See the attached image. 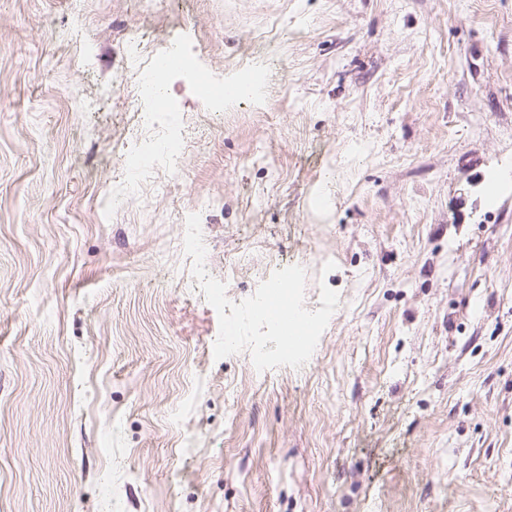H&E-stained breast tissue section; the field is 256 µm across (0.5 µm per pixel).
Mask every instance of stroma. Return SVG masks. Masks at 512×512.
Returning <instances> with one entry per match:
<instances>
[{
  "label": "stroma",
  "mask_w": 512,
  "mask_h": 512,
  "mask_svg": "<svg viewBox=\"0 0 512 512\" xmlns=\"http://www.w3.org/2000/svg\"><path fill=\"white\" fill-rule=\"evenodd\" d=\"M132 36L265 79L145 126ZM192 213L338 293L304 366L214 359ZM0 512H512V0H0ZM150 156L143 152L129 149L122 150L117 165L118 177L115 182L129 183L134 174L144 168L149 162Z\"/></svg>",
  "instance_id": "stroma-1"
}]
</instances>
